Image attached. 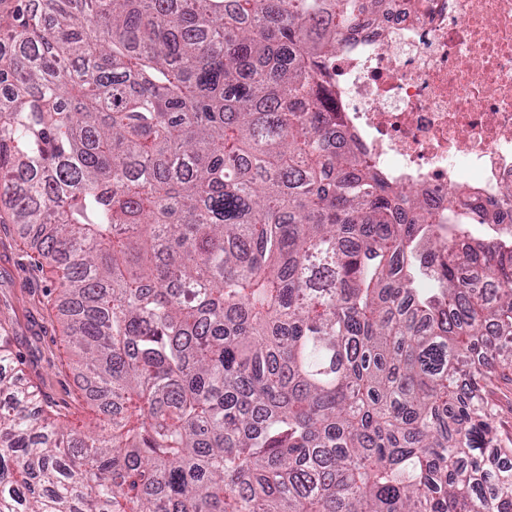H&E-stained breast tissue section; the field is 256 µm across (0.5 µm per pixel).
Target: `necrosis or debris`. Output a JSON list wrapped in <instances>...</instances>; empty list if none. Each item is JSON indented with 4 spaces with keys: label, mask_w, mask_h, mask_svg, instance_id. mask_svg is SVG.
Masks as SVG:
<instances>
[{
    "label": "necrosis or debris",
    "mask_w": 512,
    "mask_h": 512,
    "mask_svg": "<svg viewBox=\"0 0 512 512\" xmlns=\"http://www.w3.org/2000/svg\"><path fill=\"white\" fill-rule=\"evenodd\" d=\"M331 104L373 165L512 222V0H371L327 62Z\"/></svg>",
    "instance_id": "necrosis-or-debris-1"
}]
</instances>
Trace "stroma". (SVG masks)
Masks as SVG:
<instances>
[{"label":"stroma","mask_w":512,"mask_h":512,"mask_svg":"<svg viewBox=\"0 0 512 512\" xmlns=\"http://www.w3.org/2000/svg\"><path fill=\"white\" fill-rule=\"evenodd\" d=\"M22 234L16 225L0 224V321L44 401L80 425L92 414L81 395L84 376L58 316L59 283L51 267L31 262Z\"/></svg>","instance_id":"stroma-1"}]
</instances>
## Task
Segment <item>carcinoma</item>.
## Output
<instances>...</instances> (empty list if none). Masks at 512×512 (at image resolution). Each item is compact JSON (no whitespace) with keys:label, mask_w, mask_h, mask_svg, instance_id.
Listing matches in <instances>:
<instances>
[{"label":"carcinoma","mask_w":512,"mask_h":512,"mask_svg":"<svg viewBox=\"0 0 512 512\" xmlns=\"http://www.w3.org/2000/svg\"><path fill=\"white\" fill-rule=\"evenodd\" d=\"M369 2L0 0V223L100 414L43 416L0 335V512H512V223L341 131ZM494 400L499 410V434L503 438L512 436V370L500 376Z\"/></svg>","instance_id":"carcinoma-1"}]
</instances>
